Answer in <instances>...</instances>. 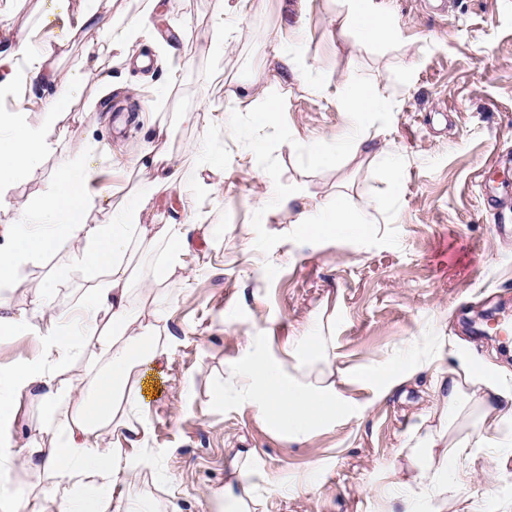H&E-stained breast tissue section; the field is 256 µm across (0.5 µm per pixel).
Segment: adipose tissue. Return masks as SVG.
<instances>
[{"label":"adipose tissue","instance_id":"adipose-tissue-1","mask_svg":"<svg viewBox=\"0 0 512 512\" xmlns=\"http://www.w3.org/2000/svg\"><path fill=\"white\" fill-rule=\"evenodd\" d=\"M102 3L85 0L67 36L41 49H32L27 33L12 34L0 47V69L9 73L0 80V94L12 91L15 75L53 80L51 58L67 54L73 35H87L96 28ZM343 23L373 45L393 36L390 20L375 0H347ZM97 72L93 60L73 71L43 101L39 123H30L24 109L0 110V208L17 205L24 214L22 221L0 230V286H22L21 272L27 265L59 252L72 254L92 281L77 316L54 307L53 279L40 285L39 304L30 314L0 315V333L24 331L37 336L42 346L38 359L0 372V463L19 459L21 472L37 478L39 487L37 495L27 499L0 495V512H155L151 500L130 499L125 489L148 462L141 391L159 368L166 339L152 325L141 323L139 310L130 303L125 258L160 240L169 264H177L189 250L188 232L181 224L143 223L141 215L150 204L146 194L138 207L115 209L110 223H88L87 214L103 209L112 198L96 164L105 148L93 140L72 146L66 165L35 204H17L13 195L17 180L39 168L50 152L51 134L66 102L79 97ZM338 102L351 124L340 146L356 157L384 155L385 146L369 148L367 137L360 134L374 114L385 109L380 85H347ZM103 315L109 318L111 332L100 337L86 377L72 380L67 370L79 338L95 331ZM284 359L274 351L258 352L248 346L236 369L242 392L271 427L297 440L352 410L343 390L350 375H336L325 363L315 379L304 380L287 369ZM443 386L445 393L435 408L448 423L461 417L470 400H480L484 426L471 428L470 437H482L484 427L512 423V392L494 382H476L452 371ZM26 397L37 400L42 418L35 435L19 450L6 439ZM114 435L126 440V447H107L106 437Z\"/></svg>","mask_w":512,"mask_h":512}]
</instances>
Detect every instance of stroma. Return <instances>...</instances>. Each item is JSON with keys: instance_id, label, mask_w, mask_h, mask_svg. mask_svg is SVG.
Masks as SVG:
<instances>
[{"instance_id": "1", "label": "stroma", "mask_w": 512, "mask_h": 512, "mask_svg": "<svg viewBox=\"0 0 512 512\" xmlns=\"http://www.w3.org/2000/svg\"><path fill=\"white\" fill-rule=\"evenodd\" d=\"M379 2L395 27L383 45L342 26L345 0H162L131 56L103 51L99 72L111 93L90 82L41 166L16 185L19 204L37 198L86 137L109 147L97 164L114 202L145 191L134 161L147 142L181 169L180 186L154 189L143 221L197 220L190 254L169 276L161 249L129 258L131 295L168 339L148 398L151 464L129 485L131 496L222 512L211 491L223 486L229 457L248 451L243 482L261 512H398L403 450L439 426L430 411L441 372L468 371L512 390V336L477 339L464 327L482 310L512 314V236L495 229L496 211L512 209V0ZM48 8L47 0H0V37L25 29L34 47L51 42L63 21L41 27ZM219 37L220 53L212 48ZM141 55L149 66H136ZM289 56L296 69L286 67ZM362 82L381 84L388 106L365 135L406 161L394 222L400 244L288 241L296 214L270 207L274 183L230 135V113L281 94L294 141L275 156L283 183L298 188L297 205L342 196L370 212L373 191L386 187L375 159L307 173L294 149L335 141L348 126L336 93ZM203 110L206 121H187ZM160 123L169 134L157 140ZM260 209L265 230L283 237L266 255L251 224ZM57 275L55 304L71 307L87 283L69 254L57 253L24 272L25 287L0 288V313L30 310L37 285ZM317 320L335 370L372 361L425 367L384 397L372 380L347 385L356 412L293 441L242 398L231 363L246 341L278 352ZM438 475L443 493L419 512H503L512 503V447L465 449Z\"/></svg>"}]
</instances>
